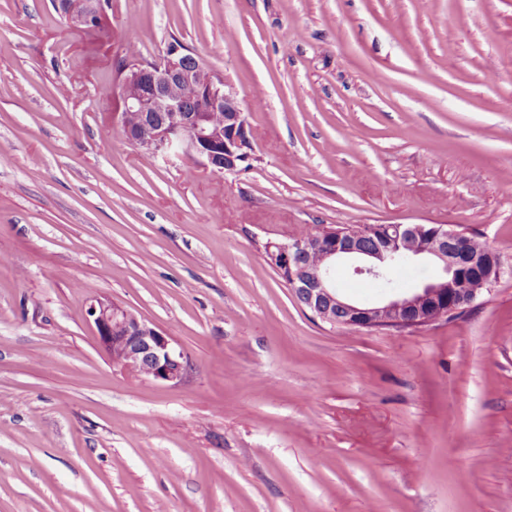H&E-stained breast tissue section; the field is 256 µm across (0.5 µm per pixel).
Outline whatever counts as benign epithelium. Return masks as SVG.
<instances>
[{
    "mask_svg": "<svg viewBox=\"0 0 512 512\" xmlns=\"http://www.w3.org/2000/svg\"><path fill=\"white\" fill-rule=\"evenodd\" d=\"M62 18L79 29H94L107 21L104 0H53ZM119 96L110 107L112 122L124 125L129 112L144 122L129 142L141 153L165 159L189 157L213 173L234 171L240 162L245 119L236 91L180 41L169 42L159 58L131 59L119 73ZM224 113V125L213 117ZM269 263L284 276L298 302L323 323L374 329L405 330L428 325L467 309L500 278L498 253L478 245L466 234L443 224H369L361 234L344 226H323L317 238L291 236L267 242ZM323 247L321 261L307 257ZM424 258L439 268V276L412 292L395 288L376 302L362 305L341 293L333 282L338 262H353V275L388 284V272ZM469 273L480 276L481 287L468 293L456 288ZM100 345L119 364H133L138 374L179 385L188 361L174 339L124 306L94 300L88 309Z\"/></svg>",
    "mask_w": 512,
    "mask_h": 512,
    "instance_id": "7a95c632",
    "label": "benign epithelium"
}]
</instances>
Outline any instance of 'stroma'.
Instances as JSON below:
<instances>
[{
  "label": "stroma",
  "instance_id": "obj_1",
  "mask_svg": "<svg viewBox=\"0 0 512 512\" xmlns=\"http://www.w3.org/2000/svg\"><path fill=\"white\" fill-rule=\"evenodd\" d=\"M238 93L248 168L147 161L123 41ZM444 224L503 273L457 319H313L265 261L304 225ZM0 512H512V0H0ZM120 303L180 385L112 364ZM62 18L79 29H94L107 21L106 7L102 0H54ZM100 345L111 361L133 364L138 374L158 382L179 385L188 372V361L174 339L124 306L94 300L88 309Z\"/></svg>",
  "mask_w": 512,
  "mask_h": 512
}]
</instances>
